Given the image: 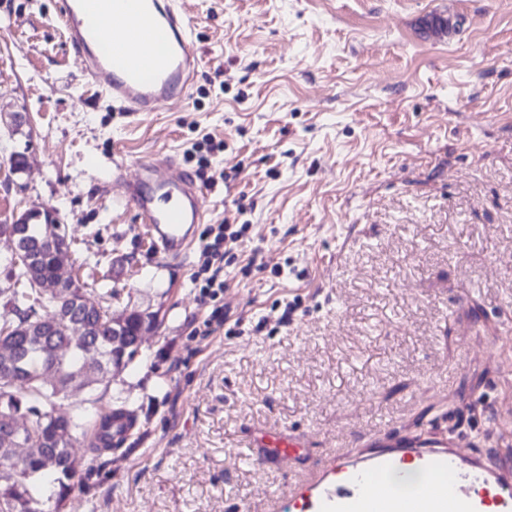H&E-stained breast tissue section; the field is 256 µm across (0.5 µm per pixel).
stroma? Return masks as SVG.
I'll return each instance as SVG.
<instances>
[{
  "label": "stroma",
  "instance_id": "1",
  "mask_svg": "<svg viewBox=\"0 0 512 512\" xmlns=\"http://www.w3.org/2000/svg\"><path fill=\"white\" fill-rule=\"evenodd\" d=\"M177 4L191 89L133 115L93 84L59 0H0V224L51 212L66 275L160 322L109 385L57 403L132 415L71 505L288 512L292 482L366 439L497 448L512 434L488 421L512 410V0ZM208 134L203 168L185 151ZM164 156L206 185V223L246 229L216 301L192 282L200 243L163 257L118 199L113 160L132 177ZM284 427L310 441L292 468L247 459L249 431Z\"/></svg>",
  "mask_w": 512,
  "mask_h": 512
}]
</instances>
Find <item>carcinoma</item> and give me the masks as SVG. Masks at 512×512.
Instances as JSON below:
<instances>
[{
    "instance_id": "carcinoma-1",
    "label": "carcinoma",
    "mask_w": 512,
    "mask_h": 512,
    "mask_svg": "<svg viewBox=\"0 0 512 512\" xmlns=\"http://www.w3.org/2000/svg\"><path fill=\"white\" fill-rule=\"evenodd\" d=\"M19 241L38 255L34 279L24 277V257L15 272L17 288H3L5 311L0 313V512H44L47 486L54 488L56 508L68 500L84 458L73 453L87 416L56 412L57 400L71 384L91 388L108 383L112 370L129 366L133 347L112 352V312L105 294L94 295L80 279L71 280L62 298L37 288L55 276V257L44 246L46 225H17ZM124 409L99 412L93 418V443L86 452L112 448V418ZM24 417L27 425L16 433L11 424Z\"/></svg>"
}]
</instances>
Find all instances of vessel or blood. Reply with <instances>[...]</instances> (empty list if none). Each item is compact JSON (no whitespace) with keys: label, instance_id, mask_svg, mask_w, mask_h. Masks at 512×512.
<instances>
[{"label":"vessel or blood","instance_id":"b4317fda","mask_svg":"<svg viewBox=\"0 0 512 512\" xmlns=\"http://www.w3.org/2000/svg\"><path fill=\"white\" fill-rule=\"evenodd\" d=\"M75 54L102 92L127 112H155L183 100L198 65L189 23L173 0H62ZM159 254L183 255L203 223L204 188L174 159L142 164L123 181ZM248 445L262 466L288 468L307 446L288 430L258 431ZM289 512H512V449L464 453L458 441L396 439L336 454L320 476L288 494Z\"/></svg>","mask_w":512,"mask_h":512}]
</instances>
